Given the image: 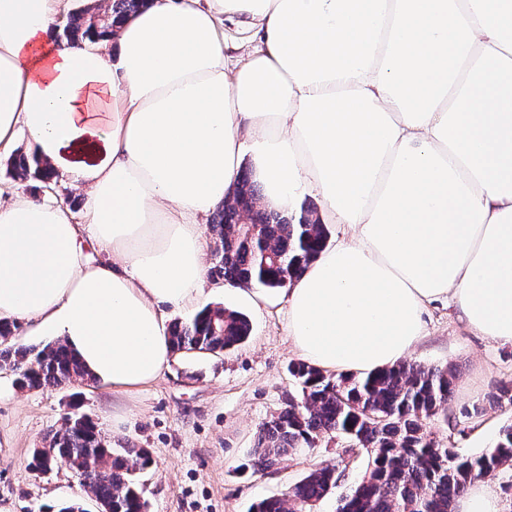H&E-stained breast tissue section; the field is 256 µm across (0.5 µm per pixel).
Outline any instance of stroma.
Listing matches in <instances>:
<instances>
[{
  "label": "stroma",
  "instance_id": "obj_1",
  "mask_svg": "<svg viewBox=\"0 0 512 512\" xmlns=\"http://www.w3.org/2000/svg\"><path fill=\"white\" fill-rule=\"evenodd\" d=\"M211 304L246 315V342L223 355L180 356L153 384L133 394H115L96 382L65 388L19 390L0 395V506L10 512H50L63 500L98 512L92 495L68 468L44 472L32 467L35 449L62 430L64 413L91 416L114 449H146L152 465L137 475L150 512H249L252 504L279 496L312 470L329 464L344 474L334 492L313 512H336L339 495L364 475L369 456L346 438L327 435L314 447L284 456L275 465H251L256 431L297 394L289 372L299 356L286 333L284 304L259 306L232 293L216 292ZM423 340L409 358L456 371L446 413L427 428L457 452L470 455L491 447L512 423V403L486 407L499 381L512 380V344L478 336L438 304L424 315ZM482 405L465 418L463 409Z\"/></svg>",
  "mask_w": 512,
  "mask_h": 512
}]
</instances>
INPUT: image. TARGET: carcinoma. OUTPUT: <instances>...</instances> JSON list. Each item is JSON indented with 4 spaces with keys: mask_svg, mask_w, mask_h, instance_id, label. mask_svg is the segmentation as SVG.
<instances>
[{
    "mask_svg": "<svg viewBox=\"0 0 512 512\" xmlns=\"http://www.w3.org/2000/svg\"><path fill=\"white\" fill-rule=\"evenodd\" d=\"M146 0H110L104 17L86 5L71 14L65 40L96 42L113 33L114 23L131 16ZM14 175L48 187L53 172L34 156L16 153ZM261 226L262 238L250 234L242 220ZM219 240L210 276L244 287L278 290L288 286L326 245V225L307 207L295 220L265 207L260 189L243 170L226 202L211 218ZM14 324L0 320V367L10 369L23 389L71 385L89 378L63 343L41 348L12 343ZM250 335L246 316L220 305L206 307L187 322L170 328L176 353L221 354ZM299 387L277 416L262 424L253 448L252 466L265 469L283 455L312 448L325 434L346 437L366 448L372 462L362 479L340 500L338 512H454L457 498L475 478L512 466V424L494 445L463 457L424 428L423 421L447 410L454 375L446 367L400 362L373 373L328 375L308 362L294 365ZM51 452L35 451L32 464L47 461L88 476L100 512H147L133 473L149 467L143 448L116 453L86 414L69 412L64 428L50 440ZM334 467L321 466L289 489L284 497L259 501L254 512H310L340 480Z\"/></svg>",
    "mask_w": 512,
    "mask_h": 512,
    "instance_id": "1",
    "label": "carcinoma"
}]
</instances>
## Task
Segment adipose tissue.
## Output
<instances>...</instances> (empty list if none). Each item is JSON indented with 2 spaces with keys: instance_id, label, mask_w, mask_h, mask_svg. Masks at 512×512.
<instances>
[{
  "instance_id": "obj_1",
  "label": "adipose tissue",
  "mask_w": 512,
  "mask_h": 512,
  "mask_svg": "<svg viewBox=\"0 0 512 512\" xmlns=\"http://www.w3.org/2000/svg\"><path fill=\"white\" fill-rule=\"evenodd\" d=\"M69 0H0V151L87 187L82 216L0 187V318L130 394L207 299L200 220L242 170L350 231L287 293L297 353L370 373L452 305L512 343V0H147L99 43ZM110 255L88 261L86 242Z\"/></svg>"
}]
</instances>
